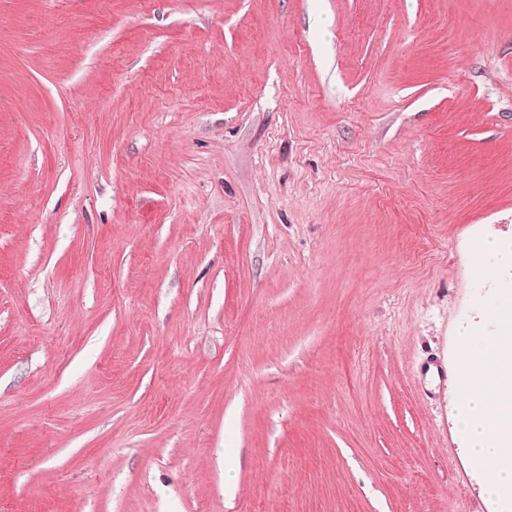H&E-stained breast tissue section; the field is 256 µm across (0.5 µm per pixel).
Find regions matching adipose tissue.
<instances>
[{
	"label": "adipose tissue",
	"mask_w": 512,
	"mask_h": 512,
	"mask_svg": "<svg viewBox=\"0 0 512 512\" xmlns=\"http://www.w3.org/2000/svg\"><path fill=\"white\" fill-rule=\"evenodd\" d=\"M501 338L479 337L477 376L461 389L456 418L471 467L486 475V495L512 512V372L500 364Z\"/></svg>",
	"instance_id": "adipose-tissue-1"
}]
</instances>
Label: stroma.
Here are the masks:
<instances>
[{
    "mask_svg": "<svg viewBox=\"0 0 512 512\" xmlns=\"http://www.w3.org/2000/svg\"><path fill=\"white\" fill-rule=\"evenodd\" d=\"M476 237L512 0H0V512H488Z\"/></svg>",
    "mask_w": 512,
    "mask_h": 512,
    "instance_id": "obj_1",
    "label": "stroma"
}]
</instances>
